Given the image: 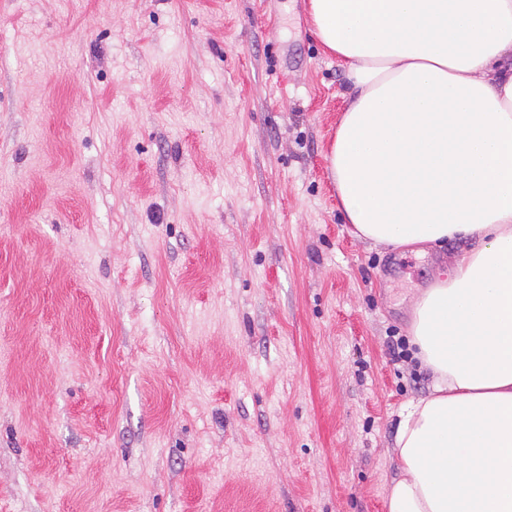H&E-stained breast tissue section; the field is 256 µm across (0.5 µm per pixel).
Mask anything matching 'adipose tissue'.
<instances>
[{"instance_id": "adipose-tissue-1", "label": "adipose tissue", "mask_w": 512, "mask_h": 512, "mask_svg": "<svg viewBox=\"0 0 512 512\" xmlns=\"http://www.w3.org/2000/svg\"><path fill=\"white\" fill-rule=\"evenodd\" d=\"M347 103L328 154L358 239L472 242L414 303L432 374L399 415L387 512H512V0H308Z\"/></svg>"}]
</instances>
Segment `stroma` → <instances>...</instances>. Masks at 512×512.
<instances>
[{
  "label": "stroma",
  "instance_id": "stroma-1",
  "mask_svg": "<svg viewBox=\"0 0 512 512\" xmlns=\"http://www.w3.org/2000/svg\"><path fill=\"white\" fill-rule=\"evenodd\" d=\"M306 0H0V512H386L412 304L351 235Z\"/></svg>",
  "mask_w": 512,
  "mask_h": 512
}]
</instances>
